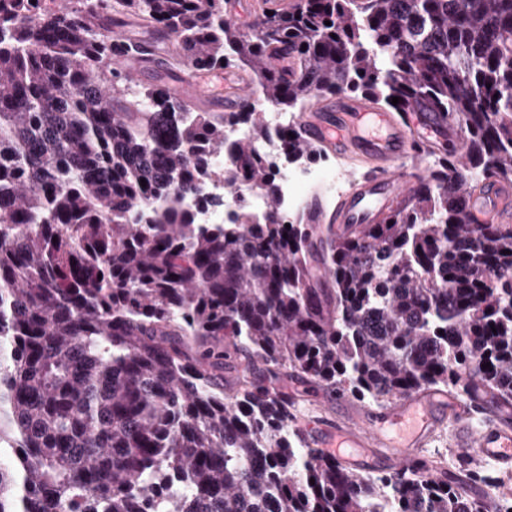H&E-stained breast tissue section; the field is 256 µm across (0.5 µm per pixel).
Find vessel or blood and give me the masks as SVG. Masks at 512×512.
<instances>
[{
	"instance_id": "vessel-or-blood-1",
	"label": "vessel or blood",
	"mask_w": 512,
	"mask_h": 512,
	"mask_svg": "<svg viewBox=\"0 0 512 512\" xmlns=\"http://www.w3.org/2000/svg\"><path fill=\"white\" fill-rule=\"evenodd\" d=\"M153 63L149 53L113 57L114 69L138 75ZM212 73L193 71L174 85V92L192 103L220 108L222 92L212 90ZM300 134L310 143L339 157L359 156L383 160L384 168L371 179L352 183L342 192L333 211L311 199L305 223L376 224L410 195L418 178L414 164L418 128L436 132L435 146L460 147L461 133L446 118L431 112L416 113L407 121L395 113L348 97L315 99L296 119ZM467 212L473 224L512 223V182L491 179L466 194ZM484 425L474 426L475 417ZM451 423L459 448L479 461H494L512 468V403L507 404L485 389L460 396L440 388L404 395L383 407L367 408L348 423L321 416L302 421L300 429L309 447L356 468L372 463L376 450H383L396 469L408 467L416 449L424 447L443 424Z\"/></svg>"
}]
</instances>
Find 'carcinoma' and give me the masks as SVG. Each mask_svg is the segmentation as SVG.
Returning a JSON list of instances; mask_svg holds the SVG:
<instances>
[{
	"mask_svg": "<svg viewBox=\"0 0 512 512\" xmlns=\"http://www.w3.org/2000/svg\"><path fill=\"white\" fill-rule=\"evenodd\" d=\"M101 12L167 34L183 68L244 69L255 97L196 112L165 85L108 93L136 46ZM348 92L442 114L462 153L437 149L381 223L315 242L281 211L256 104ZM217 155L237 209L200 224L186 201L206 203ZM490 178L512 180V0H262L248 30L224 0H0V512H485L438 462L371 474L308 447L277 384L512 399V225L465 205Z\"/></svg>",
	"mask_w": 512,
	"mask_h": 512,
	"instance_id": "carcinoma-1",
	"label": "carcinoma"
}]
</instances>
